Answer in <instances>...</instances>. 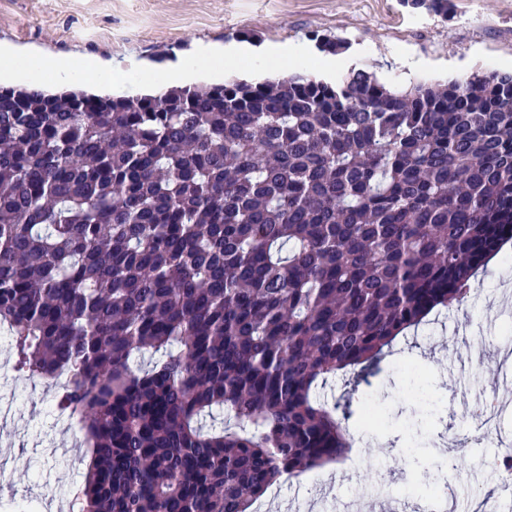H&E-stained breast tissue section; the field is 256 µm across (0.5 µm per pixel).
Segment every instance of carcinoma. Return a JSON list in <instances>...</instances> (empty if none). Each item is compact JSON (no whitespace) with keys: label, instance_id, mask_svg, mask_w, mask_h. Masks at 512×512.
I'll list each match as a JSON object with an SVG mask.
<instances>
[{"label":"carcinoma","instance_id":"1","mask_svg":"<svg viewBox=\"0 0 512 512\" xmlns=\"http://www.w3.org/2000/svg\"><path fill=\"white\" fill-rule=\"evenodd\" d=\"M508 240L510 72L0 87V325L66 377L79 512H256L343 463L361 384Z\"/></svg>","mask_w":512,"mask_h":512}]
</instances>
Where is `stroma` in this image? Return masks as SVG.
Returning a JSON list of instances; mask_svg holds the SVG:
<instances>
[{"mask_svg":"<svg viewBox=\"0 0 512 512\" xmlns=\"http://www.w3.org/2000/svg\"><path fill=\"white\" fill-rule=\"evenodd\" d=\"M341 40L350 69L392 87L460 80L478 70L512 71V0H453L443 17L401 0H0V47L102 63L107 90L138 92L129 57L176 71L195 53L245 40L256 45ZM474 300L418 330L416 345L388 358L361 386L379 416L349 460L284 478L259 512H410L409 476L429 484L428 505L452 493L455 512L478 496L498 508L495 447L466 449L472 412L512 371V260H493L474 282ZM420 367L411 375L406 363ZM54 390L18 376L0 343V512H55L83 480L88 458L77 420H61Z\"/></svg>","mask_w":512,"mask_h":512,"instance_id":"35a3bbf8","label":"stroma"}]
</instances>
